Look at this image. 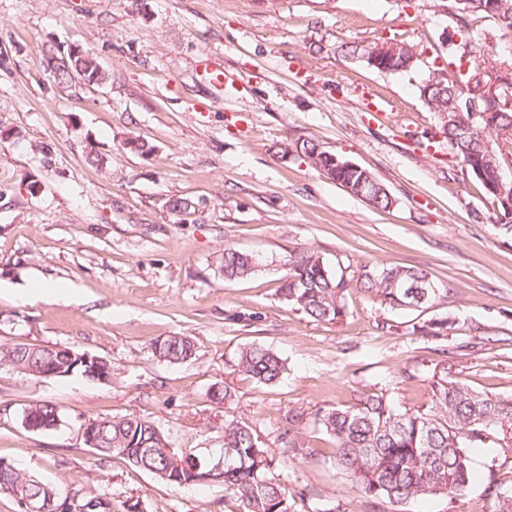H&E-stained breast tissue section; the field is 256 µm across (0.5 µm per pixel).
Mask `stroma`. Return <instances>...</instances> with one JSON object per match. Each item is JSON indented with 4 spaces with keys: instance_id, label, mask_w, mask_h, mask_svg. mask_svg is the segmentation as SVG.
I'll return each mask as SVG.
<instances>
[{
    "instance_id": "1",
    "label": "stroma",
    "mask_w": 512,
    "mask_h": 512,
    "mask_svg": "<svg viewBox=\"0 0 512 512\" xmlns=\"http://www.w3.org/2000/svg\"><path fill=\"white\" fill-rule=\"evenodd\" d=\"M446 34L460 33L435 0H0V346H67L112 368L99 381L0 364V459L69 493L105 495L112 512H239L221 484H167L82 436L88 421L136 414L204 453L232 418L275 457L294 512L339 502L346 512H492L488 483L512 486V454L496 444L475 449L464 496L394 505L352 488L313 430L319 410L388 383L396 405L422 406L447 359L457 381L512 398V239L486 221L497 203L436 153L422 71L381 73L338 50L395 38L429 66ZM465 35L470 63L512 59L511 32L477 19ZM71 46L90 51L108 83H55L49 61ZM206 55L227 83L201 73ZM135 136L148 152L129 145ZM303 139L373 172L393 205L372 208L284 156ZM91 143L102 164L87 162ZM175 198L189 210L170 212ZM228 245L259 254L262 271L225 280ZM300 249L348 278L378 261L422 268L453 292L405 313L352 289L343 321L317 322L280 295ZM44 284L60 294L40 295ZM437 318L450 321L447 335L415 334ZM174 335L196 343L194 358L153 357L152 343ZM253 343L285 360L276 386L237 373ZM224 385L231 401L212 400ZM43 401L60 421L29 431L24 412ZM296 413L304 445L286 450L277 428Z\"/></svg>"
}]
</instances>
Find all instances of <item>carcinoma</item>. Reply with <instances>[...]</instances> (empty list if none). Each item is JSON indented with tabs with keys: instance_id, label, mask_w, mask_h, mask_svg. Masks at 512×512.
Segmentation results:
<instances>
[{
	"instance_id": "carcinoma-1",
	"label": "carcinoma",
	"mask_w": 512,
	"mask_h": 512,
	"mask_svg": "<svg viewBox=\"0 0 512 512\" xmlns=\"http://www.w3.org/2000/svg\"><path fill=\"white\" fill-rule=\"evenodd\" d=\"M460 28L468 30L467 18L488 17L497 27L512 30V0H448ZM473 53L468 42L452 44L445 66L434 65L418 86L420 98L431 111L448 115V122H438L448 155L468 171L480 172L477 180L494 197L499 215L496 222L505 235L512 234V199L499 197L492 190L503 169L505 150L512 149V110L501 108L491 98L484 100L488 113L484 122H474L470 113L460 111L469 99L482 97L479 83H471L477 68L467 71L457 58ZM417 45L399 42L390 56L388 72L410 73L419 66ZM53 78L64 83L78 76L92 84H104L109 75L90 52L68 51L52 58ZM293 152L302 156L324 177L339 184L348 194L366 200L373 208L386 210L393 197L371 171L349 167L346 160L323 149L311 140H298ZM262 266L257 255L224 248L221 269L227 280L247 278ZM286 273L280 288L284 300L319 322H338L346 316L348 288L361 289L370 300L390 310L431 308L447 300L452 288L430 279L422 269L402 266L365 265L356 281L333 271L323 258L310 250L293 252L285 263ZM448 330V320L437 319L414 328L426 337H438ZM25 344L0 348V363L32 374L41 354L24 350ZM152 354L160 361L181 363L195 355V343L185 336H167L155 341ZM238 372L263 385H274L285 371L283 360L270 349L248 345L239 351ZM452 367L443 364L429 382L427 404L417 409L400 410L391 389L380 388L359 395L352 405L321 410L315 426L331 441V462L365 495L403 503L419 495H443L450 499L463 495L473 484L471 450L494 439L500 452H512V399L493 397L461 384L451 376ZM29 415L54 427L58 409L44 402L27 408ZM103 448L99 454L119 455L136 467L148 471L170 485L176 477L192 469L202 478L209 470L210 455L184 456L179 449L167 452L170 444L153 421L140 416L101 418ZM298 418L277 435L286 448H302L298 437ZM213 453L224 457V478L220 483L240 501L241 512H291L292 504L282 484L269 476L275 457L261 446L256 432L233 420L224 421L222 442ZM8 495L24 498L68 500V493L54 488L20 469L5 475ZM493 503V512H512V503L499 499L500 486L490 482L485 489ZM71 500V499H69ZM71 512H112V501L101 495L71 500Z\"/></svg>"
}]
</instances>
